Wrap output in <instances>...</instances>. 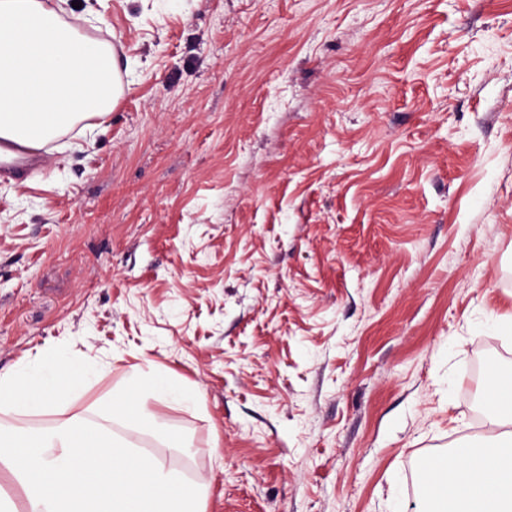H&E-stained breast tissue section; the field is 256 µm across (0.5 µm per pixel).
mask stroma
<instances>
[{
  "label": "stroma",
  "mask_w": 512,
  "mask_h": 512,
  "mask_svg": "<svg viewBox=\"0 0 512 512\" xmlns=\"http://www.w3.org/2000/svg\"><path fill=\"white\" fill-rule=\"evenodd\" d=\"M123 93L0 177V372L68 344L82 414L203 512H422L512 367V0H104ZM150 360L195 390L112 418ZM174 432L184 447H168Z\"/></svg>",
  "instance_id": "35a3bbf8"
}]
</instances>
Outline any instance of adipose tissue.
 Listing matches in <instances>:
<instances>
[{"label":"adipose tissue","mask_w":512,"mask_h":512,"mask_svg":"<svg viewBox=\"0 0 512 512\" xmlns=\"http://www.w3.org/2000/svg\"><path fill=\"white\" fill-rule=\"evenodd\" d=\"M50 0H0V136L39 148L76 122L105 117L121 92L120 63L107 42L84 36ZM485 418L496 448L464 445L423 473L451 512H512V371L486 375ZM196 406L197 393L152 364L135 367L130 386L108 407L130 428L153 431L152 402Z\"/></svg>","instance_id":"1"}]
</instances>
